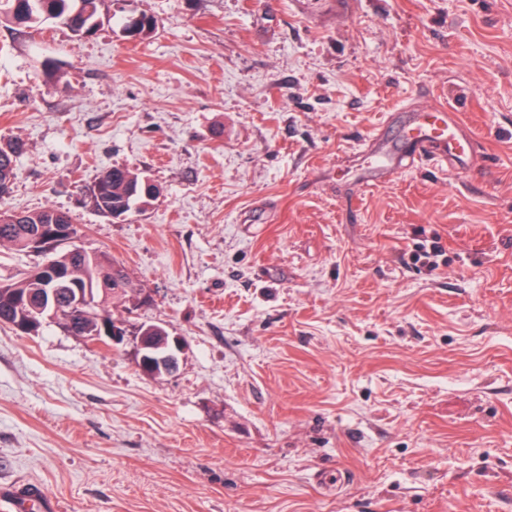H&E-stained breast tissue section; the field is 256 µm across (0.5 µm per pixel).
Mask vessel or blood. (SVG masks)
Returning a JSON list of instances; mask_svg holds the SVG:
<instances>
[{"label":"vessel or blood","instance_id":"obj_1","mask_svg":"<svg viewBox=\"0 0 512 512\" xmlns=\"http://www.w3.org/2000/svg\"><path fill=\"white\" fill-rule=\"evenodd\" d=\"M403 157L461 165L466 161L467 141L460 125L445 108L415 112L401 140L383 143L378 160L365 167L364 182L376 184L380 171ZM0 512H58V508L55 501L46 498L39 489L20 492L0 488Z\"/></svg>","mask_w":512,"mask_h":512}]
</instances>
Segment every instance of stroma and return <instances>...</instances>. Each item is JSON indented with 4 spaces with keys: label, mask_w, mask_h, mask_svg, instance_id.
<instances>
[{
    "label": "stroma",
    "mask_w": 512,
    "mask_h": 512,
    "mask_svg": "<svg viewBox=\"0 0 512 512\" xmlns=\"http://www.w3.org/2000/svg\"><path fill=\"white\" fill-rule=\"evenodd\" d=\"M76 37L0 23V209L51 207L136 286L133 342L0 325V486L63 512H512V0H123ZM468 123L467 166L366 190L407 111ZM124 165L157 184L98 214ZM438 245L437 267L416 262ZM118 20L122 26L124 36L129 39L137 35L138 40H144L151 37L157 29V21L153 17L146 15H142L141 20L137 23H130L125 16H122ZM22 151V144L13 142L6 147H0V197L6 194L14 179V170ZM144 180L139 174L124 166H113L103 172L90 190L92 204L101 215L119 218L140 210L142 204L156 198L159 189L145 190ZM94 188H97L95 192ZM126 322L121 320L98 319L97 326L90 331H85L84 338L91 345L114 347L127 341V337L135 342L136 361L138 368L154 377L169 375L177 366L176 352L182 347V340L173 337V344L168 347L165 356L158 358L152 351L151 345L147 342V336H134ZM146 365L152 369V373L146 370Z\"/></svg>",
    "instance_id": "stroma-1"
}]
</instances>
